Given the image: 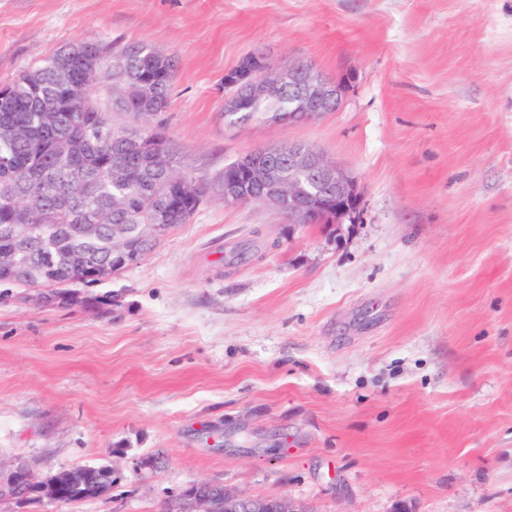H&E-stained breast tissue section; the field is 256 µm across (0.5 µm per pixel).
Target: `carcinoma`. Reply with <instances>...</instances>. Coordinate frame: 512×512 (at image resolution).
<instances>
[{
  "label": "carcinoma",
  "mask_w": 512,
  "mask_h": 512,
  "mask_svg": "<svg viewBox=\"0 0 512 512\" xmlns=\"http://www.w3.org/2000/svg\"><path fill=\"white\" fill-rule=\"evenodd\" d=\"M107 48L99 41L65 48L44 64L26 70L30 84L0 99V127L23 131V136L15 140L0 139V153L7 152L13 159L11 170L0 169V225L5 223L4 204L26 202L31 206L30 223L42 225V234L31 249L29 270L32 281L42 287L75 277L57 261L45 259L44 247L52 248L55 254L75 246L84 248L93 257L100 279L105 280L124 269L112 259L108 248L112 225L151 224L153 211L159 206L172 229L188 223L205 199L204 178L182 163L166 137L154 127H117L97 100L81 110L74 124L52 128L42 121V97L55 96L64 104L70 92L58 81V68L63 62H69L75 74L83 59L95 58ZM110 48L112 56L124 64L132 97L122 105L112 104V111L122 112L136 122L142 116L149 119L165 111L177 72L175 59L156 55L146 43H114ZM139 135L158 140L162 148L151 166L131 144ZM59 136L68 139L69 151L55 150L54 140ZM116 158L126 166V175L119 181L105 174L106 164ZM171 168L185 178L187 194L164 193L165 172ZM116 197L124 203L119 210L112 208ZM83 224L100 225L98 239H84Z\"/></svg>",
  "instance_id": "cac0c4a2"
}]
</instances>
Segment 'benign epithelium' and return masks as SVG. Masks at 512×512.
I'll return each mask as SVG.
<instances>
[{"instance_id":"benign-epithelium-1","label":"benign epithelium","mask_w":512,"mask_h":512,"mask_svg":"<svg viewBox=\"0 0 512 512\" xmlns=\"http://www.w3.org/2000/svg\"><path fill=\"white\" fill-rule=\"evenodd\" d=\"M101 64L88 61L83 67L75 91L71 92V105L77 106L88 91H98L107 85ZM239 89L240 97L251 106L278 100L288 91V111L268 112L265 118L285 126L318 118L337 110L342 101V88L326 81L308 67L284 65L273 68L266 57L250 54L237 66L224 73V116L237 101L232 89ZM224 204L254 202L279 210L290 224H315L323 219L339 223L352 217L357 209V180L351 173L329 161L320 152L303 144L290 143L288 149L260 148L248 153L242 163L224 165L222 184ZM10 224L6 225L14 242L0 248V270L16 271L11 278L0 283L12 288H27L30 279L21 268L27 266L30 256V239L36 230L27 223L26 212L17 204H9ZM165 224H114L111 227L112 253L120 264L129 266L143 257L139 250L130 249L124 242L131 235L141 240H153L166 231ZM69 265L86 271L59 288H40L35 301L43 306L80 305L98 312L102 304L95 298L81 295L72 288L76 283H88L93 278L83 254L76 250L67 258ZM80 482V476L64 471L43 482L35 479L25 465H18L8 473L0 471V500H18L35 493L50 501L65 502L62 492L66 484ZM306 512L305 508L287 497L256 498L222 485L198 482L170 500L166 512Z\"/></svg>"}]
</instances>
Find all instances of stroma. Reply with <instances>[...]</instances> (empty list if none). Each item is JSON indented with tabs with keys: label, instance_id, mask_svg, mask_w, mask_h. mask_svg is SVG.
Wrapping results in <instances>:
<instances>
[{
	"label": "stroma",
	"instance_id": "stroma-1",
	"mask_svg": "<svg viewBox=\"0 0 512 512\" xmlns=\"http://www.w3.org/2000/svg\"><path fill=\"white\" fill-rule=\"evenodd\" d=\"M116 40L176 58L157 120L206 181L296 142L361 199L335 235L211 196L81 285L98 313L0 286V468L114 470L102 497L0 512H162L200 481L308 512H512V0H0V83ZM250 53L344 84L339 109L228 124Z\"/></svg>",
	"mask_w": 512,
	"mask_h": 512
}]
</instances>
